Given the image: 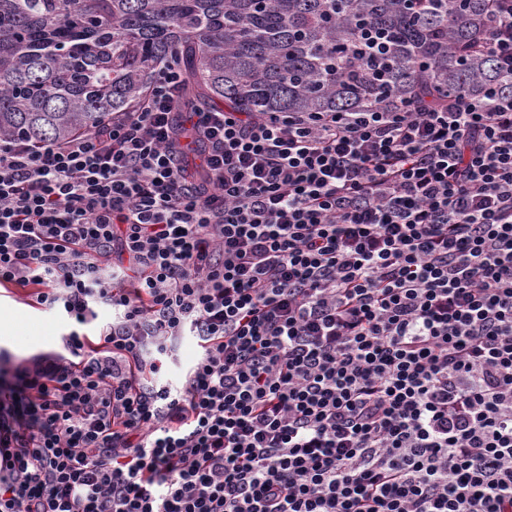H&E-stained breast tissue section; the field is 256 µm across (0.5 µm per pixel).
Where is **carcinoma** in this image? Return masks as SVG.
<instances>
[{
	"mask_svg": "<svg viewBox=\"0 0 512 512\" xmlns=\"http://www.w3.org/2000/svg\"><path fill=\"white\" fill-rule=\"evenodd\" d=\"M492 0H0V136L103 125L176 61L188 107L349 112L512 91L486 48ZM365 30L380 52L356 50ZM378 67L383 85L364 73Z\"/></svg>",
	"mask_w": 512,
	"mask_h": 512,
	"instance_id": "1",
	"label": "carcinoma"
}]
</instances>
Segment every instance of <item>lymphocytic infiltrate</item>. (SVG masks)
Here are the masks:
<instances>
[{"label": "lymphocytic infiltrate", "instance_id": "1", "mask_svg": "<svg viewBox=\"0 0 512 512\" xmlns=\"http://www.w3.org/2000/svg\"><path fill=\"white\" fill-rule=\"evenodd\" d=\"M182 84L0 137V286L76 325L0 366V512H512V94L266 116ZM201 349L197 341L192 336H186L177 350V365H169L163 369L162 372L156 377L158 385L167 383H176L181 375L182 370L192 366L200 356ZM182 370H181V369Z\"/></svg>", "mask_w": 512, "mask_h": 512}]
</instances>
